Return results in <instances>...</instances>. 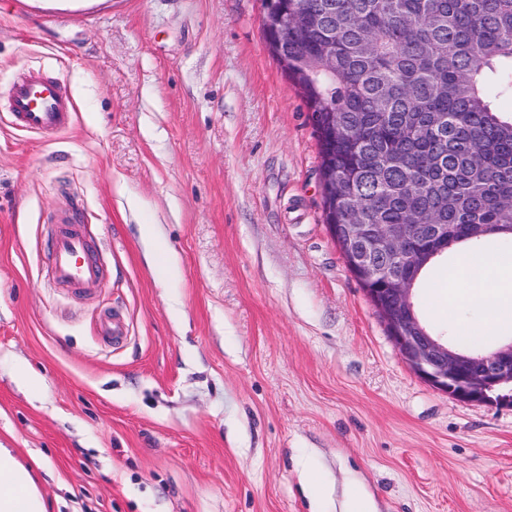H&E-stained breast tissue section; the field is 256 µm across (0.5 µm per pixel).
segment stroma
Wrapping results in <instances>:
<instances>
[{
	"instance_id": "1",
	"label": "stroma",
	"mask_w": 512,
	"mask_h": 512,
	"mask_svg": "<svg viewBox=\"0 0 512 512\" xmlns=\"http://www.w3.org/2000/svg\"><path fill=\"white\" fill-rule=\"evenodd\" d=\"M262 14L0 0V446L51 512H347L353 486L376 512H512V403L455 400L402 359L326 227ZM30 71L66 88L70 129L10 125ZM66 218L103 288L53 281ZM439 297L420 311L459 342L484 310Z\"/></svg>"
}]
</instances>
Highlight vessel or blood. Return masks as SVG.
<instances>
[{
    "label": "vessel or blood",
    "instance_id": "vessel-or-blood-1",
    "mask_svg": "<svg viewBox=\"0 0 512 512\" xmlns=\"http://www.w3.org/2000/svg\"><path fill=\"white\" fill-rule=\"evenodd\" d=\"M10 115L13 124L21 129L57 133L71 126L74 104L60 84L41 74L29 73L12 85ZM47 259L57 283L87 290L101 288L94 246L80 226H67L54 237Z\"/></svg>",
    "mask_w": 512,
    "mask_h": 512
}]
</instances>
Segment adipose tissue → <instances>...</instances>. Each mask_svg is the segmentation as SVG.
<instances>
[{"mask_svg": "<svg viewBox=\"0 0 512 512\" xmlns=\"http://www.w3.org/2000/svg\"><path fill=\"white\" fill-rule=\"evenodd\" d=\"M445 286L449 301L470 300L484 304L486 317L474 325L475 333L495 335L512 312L504 294H512V277H504L498 257L482 253L478 257L464 254L460 269L449 274ZM0 512H48L30 471L19 463L12 451L0 448Z\"/></svg>", "mask_w": 512, "mask_h": 512, "instance_id": "ef3b65f1", "label": "adipose tissue"}]
</instances>
